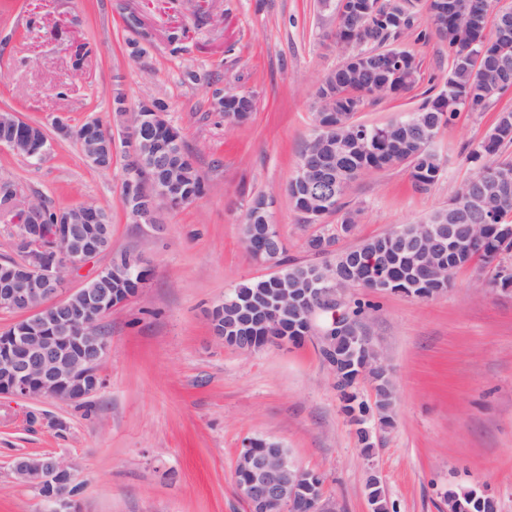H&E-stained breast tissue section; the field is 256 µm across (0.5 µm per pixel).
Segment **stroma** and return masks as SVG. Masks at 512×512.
<instances>
[{
  "instance_id": "1",
  "label": "stroma",
  "mask_w": 512,
  "mask_h": 512,
  "mask_svg": "<svg viewBox=\"0 0 512 512\" xmlns=\"http://www.w3.org/2000/svg\"><path fill=\"white\" fill-rule=\"evenodd\" d=\"M334 0H0V111L41 126L51 145L41 162L0 147V261L15 258L18 206L33 197L58 210L85 202L112 213L113 251L142 256L144 293L103 321L110 351L102 389L80 403L0 396V512H41L37 489L15 481L21 454L71 464L80 512H249L235 468L252 438L279 442L323 479L339 512H370L377 478L389 512H448V494L488 492L512 512V288L486 285L475 263L455 271L429 300L387 292L370 297L363 325L394 383L389 426L375 425L363 453L343 415L336 381L317 339L253 352L213 335L210 308L237 285L270 275L249 255L242 215L265 196L290 263L315 257L306 223L288 193L313 130L316 90L343 61L332 38ZM421 64L417 86L372 97L357 122L385 126L422 103L450 68L437 38L403 37ZM159 99L207 186L195 202L160 208L164 236L136 223L121 194L126 146L112 98ZM254 100L246 123L211 111L215 93ZM111 124L112 167L99 170L54 122ZM496 111L459 113L434 143L444 174L414 191L407 165L363 175L345 198L357 222L339 235L344 251L444 209L476 170L468 154Z\"/></svg>"
}]
</instances>
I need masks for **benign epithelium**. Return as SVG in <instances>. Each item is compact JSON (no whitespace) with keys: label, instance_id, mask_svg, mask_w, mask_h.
I'll list each match as a JSON object with an SVG mask.
<instances>
[{"label":"benign epithelium","instance_id":"1","mask_svg":"<svg viewBox=\"0 0 512 512\" xmlns=\"http://www.w3.org/2000/svg\"><path fill=\"white\" fill-rule=\"evenodd\" d=\"M148 104L135 111V121L127 123V138L134 141L146 135L143 128ZM85 160L96 168L112 161V130L104 128L81 138ZM123 200L127 211L138 222L155 224L159 196L151 192L150 159L129 152L127 156ZM318 173L331 198L335 171L325 155H312L299 166L293 181L309 186L307 175ZM18 229L13 248L20 255L16 272L0 283V308L24 315L25 326L10 337L7 356L0 362V395L17 398L50 396L61 402H78L102 388L98 368L109 351V342L98 334L104 316L112 309L140 296L144 283L136 288H113L102 291L108 267L97 269L83 286L69 290V280L85 263L102 253L97 230L92 225L97 213L87 202L57 212L55 223H44V204L31 201L17 215ZM343 287L334 279H317L315 287L304 288L283 302L278 292L262 304L253 302L239 308L234 322L224 326L216 338L241 351L251 352L270 344H296L309 339L313 314L323 308H339L338 294ZM59 308L66 320L51 321L43 330L45 313ZM271 326V332L257 338L248 335L254 322ZM350 332L354 358L363 357L380 363L377 349L363 327L342 325ZM15 479L38 489L54 486L56 491L42 496L46 512H79L75 494L64 485L75 477L71 465L59 457L42 461L24 456L13 462ZM236 472L239 496L250 512H335L323 502L319 475L308 472L291 459L288 449L265 439H253L241 449Z\"/></svg>","mask_w":512,"mask_h":512}]
</instances>
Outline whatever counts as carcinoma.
<instances>
[{"mask_svg":"<svg viewBox=\"0 0 512 512\" xmlns=\"http://www.w3.org/2000/svg\"><path fill=\"white\" fill-rule=\"evenodd\" d=\"M371 1L378 6L369 12L362 23L355 22L353 15L342 10L336 12V39L351 46L352 55H369L367 62L357 67H336L326 77L319 88L325 97L323 111L314 113V134L304 145L300 158L311 153L332 154L336 160L338 179L335 199L321 205L317 203L323 195L318 180H312L314 187L306 190H291L290 198L294 207L305 214L310 222H318L324 215L342 210L341 200L351 185L365 171L382 169L405 163L409 168L411 183L415 190L426 191L442 176V164L438 154L432 149L433 138L438 130L451 123L458 113H482L488 111L503 95L512 91L511 74L491 88L487 84L489 76L483 74L474 62L462 64L457 57L462 54L479 52L473 44L472 35L463 30L460 22L450 17L433 26L434 34L448 48L451 66L440 91L419 107V112L404 116L383 127H368L354 120L350 109L365 105L373 84L378 81L388 83V94L398 96L417 82L420 63L414 55L400 51L389 57L382 53L385 47L397 42L413 30H418L417 38L429 37L425 29H418L417 18L412 11L411 0L395 6L390 11L391 0H349L359 4ZM512 17V9L497 10L494 0H482L480 24L487 30L489 18H494L493 30L487 52L499 53L512 62V31L503 34L501 21ZM512 117V108L499 111L496 121L488 134L469 152L471 159L480 163V168L457 190L453 200L459 209L467 213V219L458 223L460 230L457 239H464L462 227L466 224L482 225L483 241L467 254L456 257L446 255L437 260L441 267L436 275L422 265L425 246L441 227L440 212H435L427 221L393 229L388 233L367 239L351 250L336 255L332 263L336 275L347 281L351 287L365 288L373 294L387 292L403 293L418 299H431L444 293L450 285L452 271L479 259L493 266V283L503 288L512 286V274L503 275L501 270L512 269V159H500L501 149L512 145V122L503 124L502 116ZM336 122L335 132H325L320 125ZM146 154L157 153L158 168L166 173L175 170L178 174L181 202L176 207L188 205L205 193L203 177L192 163H184L187 155L184 142L177 128L169 123L149 128L145 142L134 143ZM266 216L265 199L258 197L248 206L242 221L244 243L255 235L264 223ZM368 252H381L387 255L392 264L390 281L383 286L374 285L356 257ZM270 261L288 271V287L307 288L318 274L314 266H290L283 251H275ZM279 288V280L274 277L243 283L236 288L230 298H253L261 300ZM369 303L361 298L343 308L341 315L333 310L326 311V328L336 336L334 349L322 354L324 362H339L346 365L347 344L341 331L333 328V322L360 325ZM368 376L378 387L374 402L361 399L357 394H349L339 387L342 408L350 407L356 401L359 412L372 409L383 423L388 421L393 403V384L378 371L371 370ZM448 499L460 501L471 512H496L495 502L472 490L462 489L448 493Z\"/></svg>","mask_w":512,"mask_h":512,"instance_id":"cac0c4a2","label":"carcinoma"}]
</instances>
